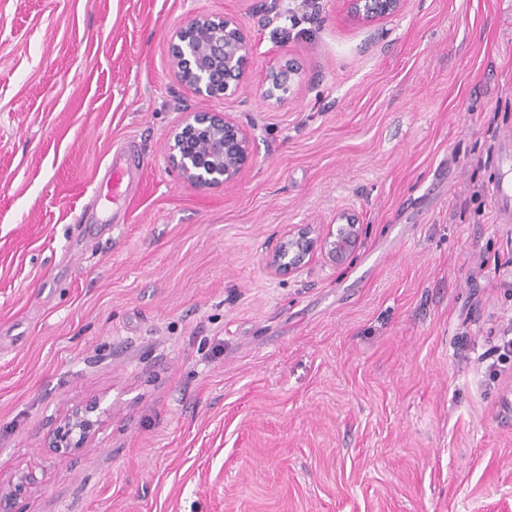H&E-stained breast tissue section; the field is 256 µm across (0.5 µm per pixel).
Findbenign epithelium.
Wrapping results in <instances>:
<instances>
[{"mask_svg":"<svg viewBox=\"0 0 512 512\" xmlns=\"http://www.w3.org/2000/svg\"><path fill=\"white\" fill-rule=\"evenodd\" d=\"M347 16L360 25L399 16L407 0H340ZM257 46L247 36L241 19L234 14L189 17L175 32L171 44L173 69L179 80L197 95L224 99L236 94L248 79V64ZM301 83L290 63L267 70L259 90L277 104L290 100ZM252 126L230 112H187L168 134V161L182 180L195 188L233 186L255 159ZM362 225L345 213L334 224H296L288 227L279 246L265 257L268 270L289 275L315 257L341 268L355 254ZM90 410L75 409L50 442L58 450L71 448L72 438H89L95 421ZM29 476L0 483V512H9L11 501L28 484Z\"/></svg>","mask_w":512,"mask_h":512,"instance_id":"obj_1","label":"benign epithelium"}]
</instances>
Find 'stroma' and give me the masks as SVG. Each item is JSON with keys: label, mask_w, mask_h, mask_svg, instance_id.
I'll use <instances>...</instances> for the list:
<instances>
[{"label": "stroma", "mask_w": 512, "mask_h": 512, "mask_svg": "<svg viewBox=\"0 0 512 512\" xmlns=\"http://www.w3.org/2000/svg\"><path fill=\"white\" fill-rule=\"evenodd\" d=\"M235 14L226 99L173 33ZM304 80L263 99L269 67ZM186 112L255 128L233 186L166 160ZM512 130V0H0V482L14 512H512V223L487 194ZM145 162L92 200L113 149ZM354 215L351 261L272 275L292 224ZM101 412L82 448L45 440ZM347 16L360 25L399 16L405 10L407 0H340ZM256 51L237 15L199 14L175 32L172 66L179 80L197 95L225 99L247 82L249 60Z\"/></svg>", "instance_id": "obj_1"}]
</instances>
